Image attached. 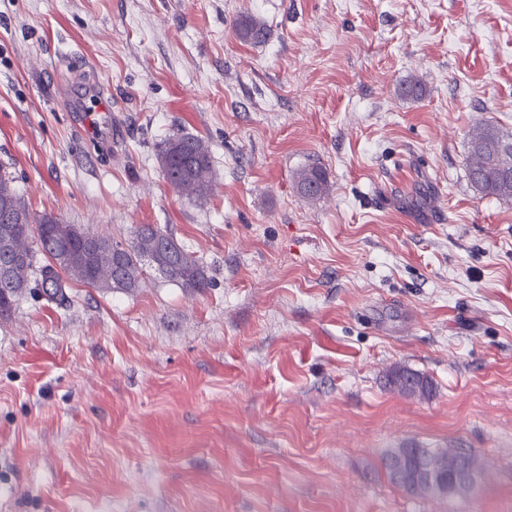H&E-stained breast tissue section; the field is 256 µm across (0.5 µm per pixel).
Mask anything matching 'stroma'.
<instances>
[{
  "label": "stroma",
  "mask_w": 512,
  "mask_h": 512,
  "mask_svg": "<svg viewBox=\"0 0 512 512\" xmlns=\"http://www.w3.org/2000/svg\"><path fill=\"white\" fill-rule=\"evenodd\" d=\"M481 121L512 133V0H0V172L91 234L165 227L211 280L0 315V512H512V201L469 183ZM177 133L207 204L164 177ZM394 448L475 455L481 496L408 495ZM238 37L244 42L261 44L268 41L271 36V29L260 18L251 15H240L234 22ZM158 156L168 183L182 196L205 201L212 191L211 155L206 142L191 135L166 138ZM296 181L300 194L308 199L320 198L329 189L326 173L318 166L300 169ZM409 378L414 379V384L416 386L409 391H404L407 385L406 382L409 380ZM387 382L394 391L407 396H418L425 398L429 397L432 392V384L427 377L407 369H393L388 374Z\"/></svg>",
  "instance_id": "stroma-1"
}]
</instances>
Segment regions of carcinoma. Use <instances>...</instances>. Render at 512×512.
Masks as SVG:
<instances>
[{
  "instance_id": "cac0c4a2",
  "label": "carcinoma",
  "mask_w": 512,
  "mask_h": 512,
  "mask_svg": "<svg viewBox=\"0 0 512 512\" xmlns=\"http://www.w3.org/2000/svg\"><path fill=\"white\" fill-rule=\"evenodd\" d=\"M238 37L261 44L271 36V29L260 18L243 14L234 22ZM468 177L472 188L481 196L512 199V135L488 122L476 126L468 138ZM158 156L168 183L182 196L202 202L212 191L211 155L206 142L191 135L169 137L159 145ZM300 194L319 198L328 191L325 171L309 166L296 174ZM43 225L40 238L33 240V225ZM73 225L52 216L37 218L8 176L0 174V262L4 247L11 248L9 274L0 278V315L8 313L28 287L33 272V258L39 250L45 262L39 267L43 293L51 299H65L67 281L75 279L91 288L129 289L138 286L146 267H151L184 288L200 290L209 287L210 279L199 260L187 252L166 230L145 224L126 242L112 238L98 240L81 231L70 239L65 253L53 250L52 231L71 233ZM390 387L407 396L428 397L432 384L423 375L396 368L387 377ZM458 454L448 450L425 448L419 457L404 448L391 451L384 467L392 483L412 496L448 495V473L454 468ZM432 473L441 484L437 492L415 481L418 468Z\"/></svg>"
}]
</instances>
